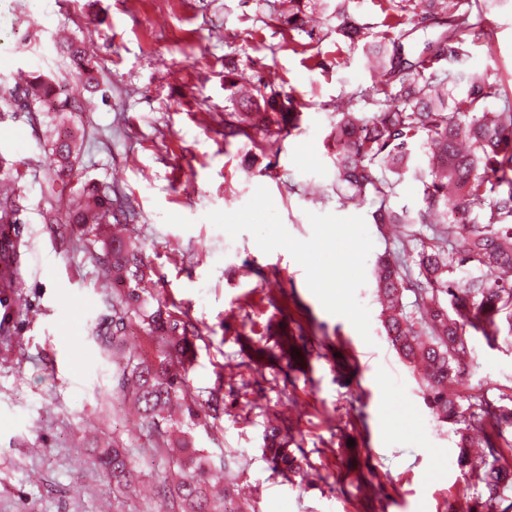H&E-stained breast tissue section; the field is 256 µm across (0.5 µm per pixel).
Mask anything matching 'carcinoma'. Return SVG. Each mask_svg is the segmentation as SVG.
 Listing matches in <instances>:
<instances>
[{
	"label": "carcinoma",
	"instance_id": "carcinoma-1",
	"mask_svg": "<svg viewBox=\"0 0 512 512\" xmlns=\"http://www.w3.org/2000/svg\"><path fill=\"white\" fill-rule=\"evenodd\" d=\"M346 0H336L339 20L336 34L348 45H363L378 60V79L358 93L347 95L345 109L336 113L330 138L331 158L336 168V192L346 200L371 193L380 200L391 195L396 184L412 169L413 148L422 142L426 165L415 168L424 186L426 208L412 217L380 206L377 224H438L436 236L421 242L416 252V285L402 274L398 261L379 257L375 276L377 289L388 303L383 327L393 347L419 370L425 403L442 421L457 426L456 464L462 470L479 472L482 490L479 506L490 512H512V408L485 395L462 398L464 369L460 357L469 348L470 337L480 334L495 346L497 318L506 316L512 327V103L504 100L497 111L488 98L498 89L486 78L467 77L455 70L466 57V47L478 22L473 20L470 0H387L392 11L381 38L364 41V24L350 15ZM279 13L288 32L305 33L307 10L315 0H282ZM429 20L443 26L436 38L414 55L405 49L404 26L416 30ZM62 52L72 62L78 78L75 94L61 98L56 84L38 74L24 85L0 89V113L29 112L41 118L81 109L83 91L93 89L107 101L95 69L85 59L81 46L71 42ZM238 60L224 55V90L235 98ZM297 100L276 90L272 80L260 76L241 111L224 119V136L253 138V131L293 130L299 117ZM75 137L51 144L55 165L48 186L51 198L45 209L46 223L65 228L73 224L93 232L91 243H102L111 258L101 262L106 285L112 287V324L101 337L104 353L117 347L126 322L141 319L148 335L159 340L160 354L147 360L128 354L119 389L134 395L143 418L163 437L169 467L179 480L168 484L180 512H226L230 488L216 496L211 482L227 467L214 463L193 445L190 434L205 426L204 406L188 389L186 374L177 371L199 336L196 326L158 303L147 308L150 281L147 265L138 248L120 240L102 242L96 230L119 220L121 207L112 198V188L92 181L72 189L71 173L79 155ZM496 174L495 179L486 177ZM19 196L0 193V224L17 223ZM477 263L479 275L467 280L456 277L458 269ZM415 293L414 308L403 303L406 291ZM482 431L479 455L470 453L473 443L463 428ZM263 451L273 466L288 473L303 470L302 459L288 450V441L277 425L267 426ZM95 464L112 493L133 488L139 474L129 451L112 443L93 449Z\"/></svg>",
	"mask_w": 512,
	"mask_h": 512
}]
</instances>
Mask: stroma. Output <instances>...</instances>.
Instances as JSON below:
<instances>
[{"instance_id":"1","label":"stroma","mask_w":512,"mask_h":512,"mask_svg":"<svg viewBox=\"0 0 512 512\" xmlns=\"http://www.w3.org/2000/svg\"><path fill=\"white\" fill-rule=\"evenodd\" d=\"M281 0H0V88L37 71L60 84L76 74L58 38L76 37L110 95L86 97L54 136L83 134L72 181L111 183L128 208L123 234L152 269L149 304L164 302L200 336L188 384L218 397L217 417L193 431L195 447L229 464L236 503L248 512H448L468 507L475 474L456 465L458 438L426 406L419 378L382 326L373 267L399 256L415 278L414 243L433 227L378 224L380 204L424 209L407 173L386 202L352 205L336 192L325 144L346 93L378 70L363 48L319 15L311 49H289ZM465 72L512 89V0L485 9ZM239 78L276 75L304 104L298 128L251 141L224 135L235 106L224 90V56ZM27 113L0 115V156L22 173L23 209L9 230L19 245L10 342H0V512H171L167 455L120 393L117 369L131 351L158 345L132 325L113 354L99 328L112 291L84 236L44 224L53 160ZM338 284L342 297L327 287ZM496 345L474 335L464 357L471 391L512 398V326ZM311 356L289 364L287 337ZM287 430L303 473L273 469L263 453L268 422ZM129 448L135 491L114 496L91 462L100 438Z\"/></svg>"}]
</instances>
